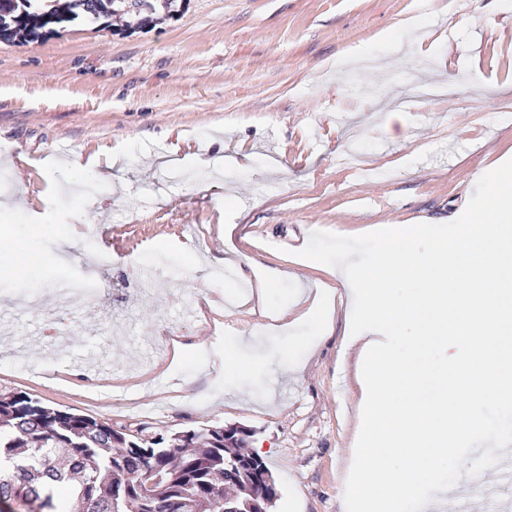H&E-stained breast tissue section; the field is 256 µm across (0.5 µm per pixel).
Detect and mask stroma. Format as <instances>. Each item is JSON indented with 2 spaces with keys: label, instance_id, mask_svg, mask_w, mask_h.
<instances>
[{
  "label": "stroma",
  "instance_id": "1",
  "mask_svg": "<svg viewBox=\"0 0 512 512\" xmlns=\"http://www.w3.org/2000/svg\"><path fill=\"white\" fill-rule=\"evenodd\" d=\"M151 3L146 26L82 16L0 41V148L32 160L0 162V198L27 199L0 207V289L37 288L45 302L40 318L13 313L25 351L0 354V393L145 439L242 427L275 480L272 512H346L358 402L354 360L339 352L346 306L300 375L273 364L265 399L218 389L174 354L214 352L221 330L261 323L239 267L218 264L230 251L279 267L316 231L464 211L478 179L512 159V0ZM63 153L96 157L111 182H76ZM149 263L173 271L154 292L140 287ZM77 279L102 301L55 308L57 284ZM509 501L512 468L499 464L438 512Z\"/></svg>",
  "mask_w": 512,
  "mask_h": 512
}]
</instances>
